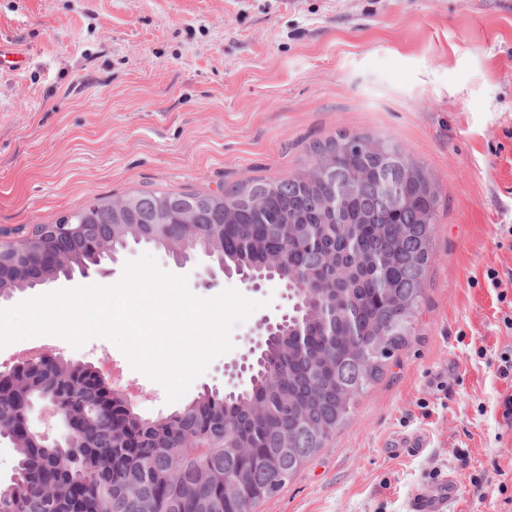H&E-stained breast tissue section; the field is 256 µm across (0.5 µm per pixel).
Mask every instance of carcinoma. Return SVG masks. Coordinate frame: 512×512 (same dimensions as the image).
I'll return each instance as SVG.
<instances>
[{"label":"carcinoma","instance_id":"carcinoma-1","mask_svg":"<svg viewBox=\"0 0 512 512\" xmlns=\"http://www.w3.org/2000/svg\"><path fill=\"white\" fill-rule=\"evenodd\" d=\"M302 171L248 181L221 194L140 192L119 213L95 203L89 229L117 255L129 242L167 252H201L234 274L260 275L285 256L282 283L293 301L287 323L266 338L250 387L205 389L167 415L146 418L108 391L91 367L61 359L23 366L0 383V423L23 403L55 389L66 398L75 441H13L16 477L0 485V512H253L274 496L349 420L352 401L405 346L424 295L439 196L423 168L386 140L340 134L311 148ZM389 159H402L399 202L375 196ZM353 187L341 208L324 170ZM196 204L211 232L187 222ZM153 214L164 235L147 240L129 225ZM63 262L19 276L0 268V300L96 264L91 250L60 242ZM112 406L102 407L107 394Z\"/></svg>","mask_w":512,"mask_h":512}]
</instances>
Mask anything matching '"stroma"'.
Wrapping results in <instances>:
<instances>
[{
	"instance_id": "obj_1",
	"label": "stroma",
	"mask_w": 512,
	"mask_h": 512,
	"mask_svg": "<svg viewBox=\"0 0 512 512\" xmlns=\"http://www.w3.org/2000/svg\"><path fill=\"white\" fill-rule=\"evenodd\" d=\"M0 40L25 56L0 73V246L100 198L283 179L340 134L400 144L440 197L414 334L255 512H410L447 478L446 512H512V380L498 371L512 351V0H0ZM147 254L199 298L232 288L258 302L187 396L230 390L225 365L288 310L279 281L208 288L206 256L181 268L133 243L110 275L5 306L114 286ZM39 341L70 362L126 359L105 337ZM417 436L426 448L408 452Z\"/></svg>"
}]
</instances>
